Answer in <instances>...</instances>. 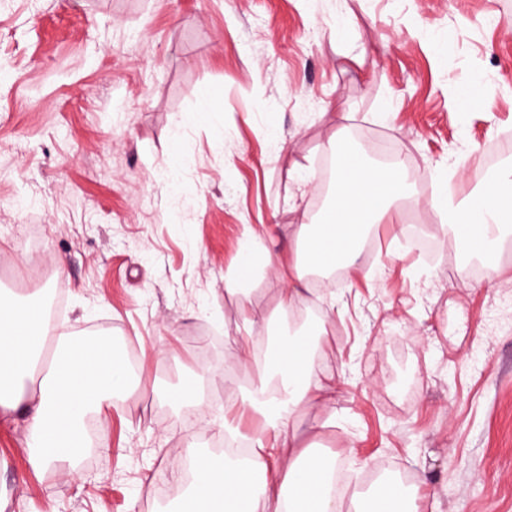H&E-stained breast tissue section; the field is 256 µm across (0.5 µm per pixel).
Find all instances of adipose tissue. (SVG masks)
<instances>
[{
    "mask_svg": "<svg viewBox=\"0 0 512 512\" xmlns=\"http://www.w3.org/2000/svg\"><path fill=\"white\" fill-rule=\"evenodd\" d=\"M407 167L401 153L384 167L341 162L329 204L334 221L301 225L297 247L267 259L288 282L277 316L289 315L312 293L299 267L324 276L338 269L358 272L366 237L412 198L403 180ZM434 203L446 212L441 233L477 244L484 255L499 252L512 240V164L498 168L486 189L461 201L447 180L439 179ZM318 332L311 340L299 330L276 338L267 368L249 386L226 394V412H249L262 420L251 457L242 465L196 457L194 480L183 489L176 512H343L331 486L337 458L317 452L298 424L304 405L334 396V376L319 361L318 338L326 325ZM51 342L55 358L45 367L41 349ZM138 385L111 340L84 345L57 336L45 308L17 297L0 300V409H17L24 392H31L26 451L33 470L64 463L77 473L90 446L85 417L108 413L114 396Z\"/></svg>",
    "mask_w": 512,
    "mask_h": 512,
    "instance_id": "adipose-tissue-1",
    "label": "adipose tissue"
}]
</instances>
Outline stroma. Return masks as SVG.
<instances>
[{"mask_svg":"<svg viewBox=\"0 0 512 512\" xmlns=\"http://www.w3.org/2000/svg\"><path fill=\"white\" fill-rule=\"evenodd\" d=\"M340 130L371 157L401 148L417 203L361 252L380 279L315 300L335 311L322 349L336 395L301 429L340 458L348 510L382 464L409 476L419 512H512V308L484 321L512 296V254L474 280L453 236L435 235L431 263L414 239L440 221L430 170L457 163L454 191L482 188L487 146L512 132V0H0V290L62 303L66 336L109 332L141 379L98 417L102 446L75 477L34 472L24 410L0 411L11 512L173 508L145 486L228 430L223 398L187 423L168 396L194 373L210 391L264 367L224 358L266 335L244 311L275 310L284 283L264 257L319 211ZM247 239L255 270L232 292Z\"/></svg>","mask_w":512,"mask_h":512,"instance_id":"obj_1","label":"stroma"}]
</instances>
